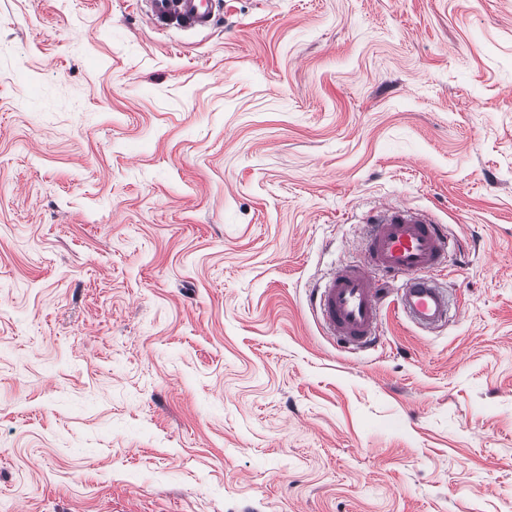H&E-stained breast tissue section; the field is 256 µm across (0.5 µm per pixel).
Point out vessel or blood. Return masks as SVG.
<instances>
[{
    "label": "vessel or blood",
    "instance_id": "1",
    "mask_svg": "<svg viewBox=\"0 0 512 512\" xmlns=\"http://www.w3.org/2000/svg\"><path fill=\"white\" fill-rule=\"evenodd\" d=\"M156 24L187 30L213 27L219 0H143ZM367 227L359 263L339 267L310 305L332 336L355 349L374 348L388 296L417 326L430 329L448 317V296L432 273L459 250L442 224L405 205L382 206L364 218Z\"/></svg>",
    "mask_w": 512,
    "mask_h": 512
}]
</instances>
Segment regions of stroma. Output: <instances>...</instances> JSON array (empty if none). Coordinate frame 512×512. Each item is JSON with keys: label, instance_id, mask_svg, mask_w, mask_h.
Returning <instances> with one entry per match:
<instances>
[{"label": "stroma", "instance_id": "obj_1", "mask_svg": "<svg viewBox=\"0 0 512 512\" xmlns=\"http://www.w3.org/2000/svg\"><path fill=\"white\" fill-rule=\"evenodd\" d=\"M396 204L451 318L350 351ZM0 512H512V0H0ZM147 16L155 24H175L186 30L213 27L218 0H143ZM363 224L362 260L339 267L310 295L327 333L353 349L374 348L385 300L397 282L396 301L413 323L430 329L445 321L448 295L429 274L456 257L459 241L431 216L405 205L372 210Z\"/></svg>", "mask_w": 512, "mask_h": 512}]
</instances>
